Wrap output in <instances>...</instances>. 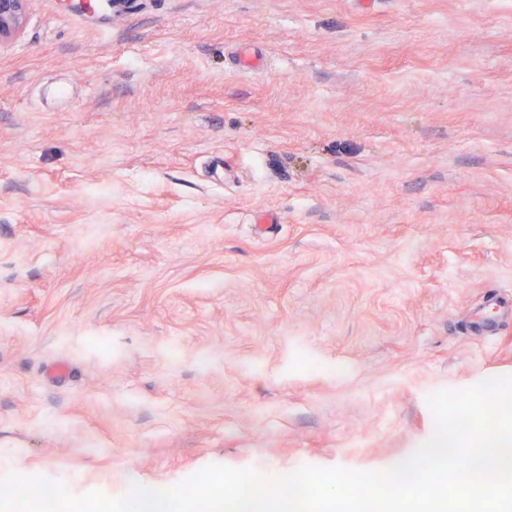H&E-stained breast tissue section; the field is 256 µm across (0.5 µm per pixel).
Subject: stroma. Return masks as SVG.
I'll return each instance as SVG.
<instances>
[{"label": "stroma", "mask_w": 512, "mask_h": 512, "mask_svg": "<svg viewBox=\"0 0 512 512\" xmlns=\"http://www.w3.org/2000/svg\"><path fill=\"white\" fill-rule=\"evenodd\" d=\"M492 293L501 0H28L0 50V476L387 470L430 394L512 375V325L466 334Z\"/></svg>", "instance_id": "stroma-1"}]
</instances>
